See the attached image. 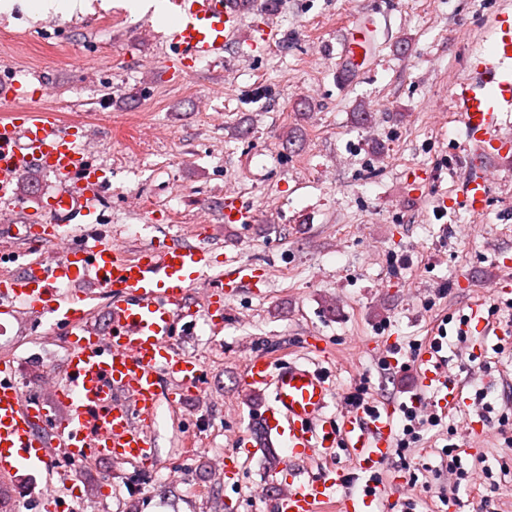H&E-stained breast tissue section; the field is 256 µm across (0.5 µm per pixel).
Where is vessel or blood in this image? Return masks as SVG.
Here are the masks:
<instances>
[{
	"mask_svg": "<svg viewBox=\"0 0 512 512\" xmlns=\"http://www.w3.org/2000/svg\"><path fill=\"white\" fill-rule=\"evenodd\" d=\"M170 5L179 22L162 39L179 62L222 61L247 7L245 0H170ZM371 26L365 20L343 34L340 59L355 56ZM484 37L486 49L470 55L467 75L454 88L467 148L456 197L460 207L476 216L489 207V171L512 160V136L502 132V115L512 112V0H503L490 15ZM85 137L81 124H61L49 110L15 107L0 116V201L19 204L20 177L28 168L58 180L44 204L46 223L20 236L24 242L37 239L42 254L53 250L58 259L41 256L0 278V299L15 303V315L49 319L69 336L66 379L52 381L47 398L23 391L9 364L0 362V485L34 473L44 476V484L30 491L39 503L56 499L53 456L73 466L99 459L121 464L155 459L152 421L161 376L188 391L199 380L197 364L174 347L178 325L189 314L191 289H202L209 299L211 283L237 291L252 287L257 277L239 256L214 261L212 247L203 240L175 239L133 254L105 239L78 241L73 220L94 213L101 191ZM63 283L71 285V292L60 291ZM98 288L110 299L103 332L87 324ZM415 373L422 387L440 393L442 408L459 407L463 392L445 378L438 341L420 352ZM243 384L268 396L264 426L292 457L330 459L341 435L361 469L387 460L394 404L346 413L337 429L323 430L319 424L332 394L321 369L297 361L275 367L257 355L246 363ZM52 403L64 408L62 419L51 415ZM338 484L325 475L296 478L277 493L274 512H383V502L368 495L337 497Z\"/></svg>",
	"mask_w": 512,
	"mask_h": 512,
	"instance_id": "obj_1",
	"label": "vessel or blood"
}]
</instances>
